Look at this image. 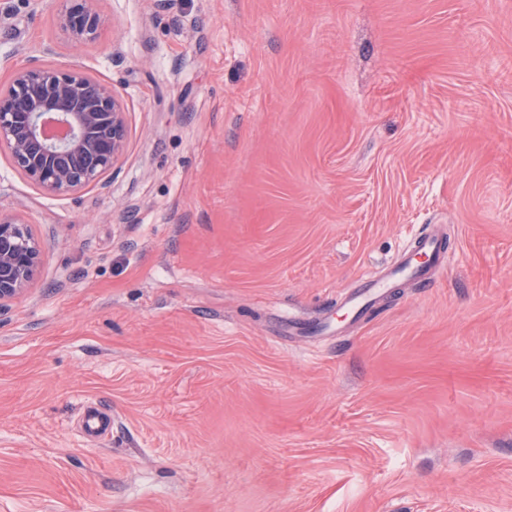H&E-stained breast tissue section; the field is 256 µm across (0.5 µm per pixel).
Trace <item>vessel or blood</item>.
Returning <instances> with one entry per match:
<instances>
[{
  "instance_id": "obj_1",
  "label": "vessel or blood",
  "mask_w": 512,
  "mask_h": 512,
  "mask_svg": "<svg viewBox=\"0 0 512 512\" xmlns=\"http://www.w3.org/2000/svg\"><path fill=\"white\" fill-rule=\"evenodd\" d=\"M418 251L425 255L424 263H415L413 254L405 253L398 265L393 266L385 278L365 282L355 293L345 299L344 305L352 320H359L361 316L373 309L383 289L388 287L390 282L410 279L425 288L433 282L437 272L446 268L447 251L437 230H430L422 236L418 243ZM112 424V411L103 405L89 408L82 418L84 434L95 440L105 439L112 430Z\"/></svg>"
}]
</instances>
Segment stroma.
<instances>
[{
  "label": "stroma",
  "instance_id": "obj_1",
  "mask_svg": "<svg viewBox=\"0 0 512 512\" xmlns=\"http://www.w3.org/2000/svg\"><path fill=\"white\" fill-rule=\"evenodd\" d=\"M55 8L0 0V86L77 66L128 137L61 197L0 146V512H512V0H99L77 53ZM42 261L40 244L20 217L0 213V303L22 296ZM419 252L427 256L423 264L414 262V253L404 254L398 265L393 266L387 273L386 279H376L365 282L355 293L344 300L343 306L347 308L354 322L374 308L378 303L382 290L392 281L399 279L413 280L422 288L428 287L434 276L447 266V251L442 242V236L435 229L421 237L418 243ZM112 411L100 405L89 408L82 418L84 434L94 440H104L112 432Z\"/></svg>",
  "mask_w": 512,
  "mask_h": 512
}]
</instances>
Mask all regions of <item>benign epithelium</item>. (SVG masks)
<instances>
[{
    "label": "benign epithelium",
    "mask_w": 512,
    "mask_h": 512,
    "mask_svg": "<svg viewBox=\"0 0 512 512\" xmlns=\"http://www.w3.org/2000/svg\"><path fill=\"white\" fill-rule=\"evenodd\" d=\"M57 2V25L74 44L97 40L105 24L97 0ZM127 135V112L112 86L79 68L22 67L0 89V145L44 195L105 185ZM41 261L29 224L0 213V303L25 293Z\"/></svg>",
    "instance_id": "7a95c632"
}]
</instances>
